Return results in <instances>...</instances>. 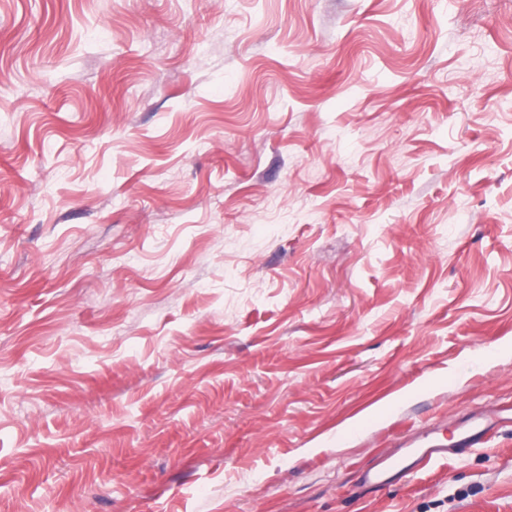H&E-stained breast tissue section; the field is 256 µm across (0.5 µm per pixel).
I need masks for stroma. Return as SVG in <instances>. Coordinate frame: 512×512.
<instances>
[{
	"instance_id": "1",
	"label": "stroma",
	"mask_w": 512,
	"mask_h": 512,
	"mask_svg": "<svg viewBox=\"0 0 512 512\" xmlns=\"http://www.w3.org/2000/svg\"><path fill=\"white\" fill-rule=\"evenodd\" d=\"M507 404L512 0H0V512H512L354 487Z\"/></svg>"
}]
</instances>
